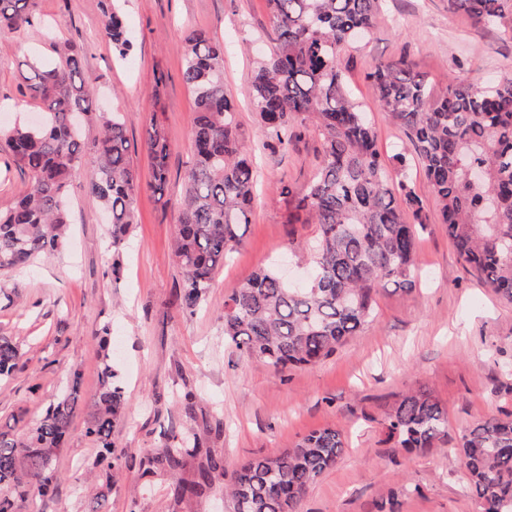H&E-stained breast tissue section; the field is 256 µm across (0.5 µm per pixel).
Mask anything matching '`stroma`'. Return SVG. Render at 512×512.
Masks as SVG:
<instances>
[{
	"mask_svg": "<svg viewBox=\"0 0 512 512\" xmlns=\"http://www.w3.org/2000/svg\"><path fill=\"white\" fill-rule=\"evenodd\" d=\"M133 48L119 59L100 35V0H29L34 23L0 28V122L39 111L29 65H52L45 36L53 28L82 62L89 112L123 113L140 178L136 222L112 277L103 209L80 169L70 191L73 223L66 246L0 277V335L24 357L0 381V426L24 427L50 401L77 393L73 430L57 457L60 481L40 512H84L102 496L107 512H226L223 475L251 458L293 447L310 432H343L346 450L308 489L301 512H482L455 453L480 419L512 413V304L459 260L440 225L417 238L415 289L380 290L374 318L332 357L278 372L224 343V301L263 267L286 268L303 287V253L317 227L292 224L282 184L303 193L319 161L321 140L309 124L288 148L268 146L252 105L256 63L274 42L267 0H121ZM224 43V90L241 138L255 150L258 183L242 245L220 269L194 314L183 313L181 270L173 254L177 199L190 162L194 98L182 80L186 36ZM410 60L442 91L461 74L484 86L512 77V39L475 25L448 0H382L362 41L340 55L348 88L368 113L384 158L400 152L404 131L380 109L368 80L374 66ZM158 120L170 145L169 190L150 187L152 160L143 138ZM112 330V366L124 388L126 416L112 433L119 477L93 466L96 444L84 434L99 388L96 331ZM429 390L448 410V436L412 453L390 438L386 412L403 394ZM179 433L184 447L210 449L223 474L198 497L178 498L179 480L194 479L205 459L190 455L180 475H145L148 459Z\"/></svg>",
	"mask_w": 512,
	"mask_h": 512,
	"instance_id": "35a3bbf8",
	"label": "stroma"
}]
</instances>
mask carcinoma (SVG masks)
Instances as JSON below:
<instances>
[{
    "instance_id": "carcinoma-1",
    "label": "carcinoma",
    "mask_w": 512,
    "mask_h": 512,
    "mask_svg": "<svg viewBox=\"0 0 512 512\" xmlns=\"http://www.w3.org/2000/svg\"><path fill=\"white\" fill-rule=\"evenodd\" d=\"M29 0H0V26L32 24ZM379 0H268L275 47L252 76V103L265 138L286 148L295 122L311 121L321 136L316 174L302 194L288 185L291 220L305 215L318 227L311 276L293 288L273 268L260 269L224 303V339L242 354L278 372L328 359L358 335L373 315L377 292L416 286V227L429 223L409 176L396 181L376 148L366 112L353 99L339 63L341 49L374 27ZM101 35L121 58L132 43L118 0H102ZM478 24H494L512 37V0H448ZM59 63L30 65L31 89L41 100L39 126L0 130V152L29 175L27 190L0 210V273L30 265L66 243L68 196L78 171L91 168L90 193L109 214L111 274L120 276L122 246L135 224L139 180L123 115L98 112L100 136L88 145L76 113L86 112L85 77L68 44L56 46ZM183 78L195 97L192 164L179 200L174 256L183 276L182 309L193 313L224 260L242 244L250 223L256 170L239 138L224 92V44L193 31L185 40ZM369 80L381 110L404 129L420 164L437 220L462 261L512 302V78L477 87L448 80L432 94L404 59L379 63ZM153 191L168 188L170 144L157 122L146 129ZM23 358L0 336V378ZM76 397L46 406L32 425L0 431V512H18L32 493L57 485L55 458L70 435ZM96 413L85 434L100 448L93 466L117 473L112 432L125 419V398L108 363L94 397ZM388 434L405 449L432 448L448 433V413L429 391L403 395L386 413ZM343 434L313 431L294 447L243 463L224 484L232 512H300L309 487L336 466ZM187 450L166 448L149 464L168 473L183 467ZM470 486L483 512H512V418L491 416L462 438L459 448ZM220 468L212 457L199 481L179 482L181 494L202 492Z\"/></svg>"
}]
</instances>
